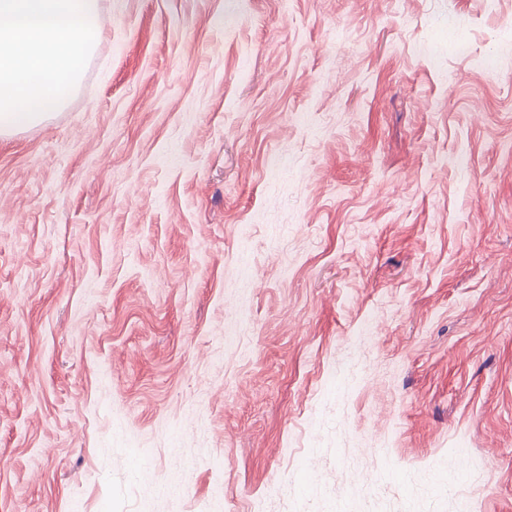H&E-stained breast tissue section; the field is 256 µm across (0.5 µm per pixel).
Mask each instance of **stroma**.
I'll use <instances>...</instances> for the list:
<instances>
[{
  "mask_svg": "<svg viewBox=\"0 0 512 512\" xmlns=\"http://www.w3.org/2000/svg\"><path fill=\"white\" fill-rule=\"evenodd\" d=\"M99 5L0 135V512H512V0Z\"/></svg>",
  "mask_w": 512,
  "mask_h": 512,
  "instance_id": "35a3bbf8",
  "label": "stroma"
}]
</instances>
